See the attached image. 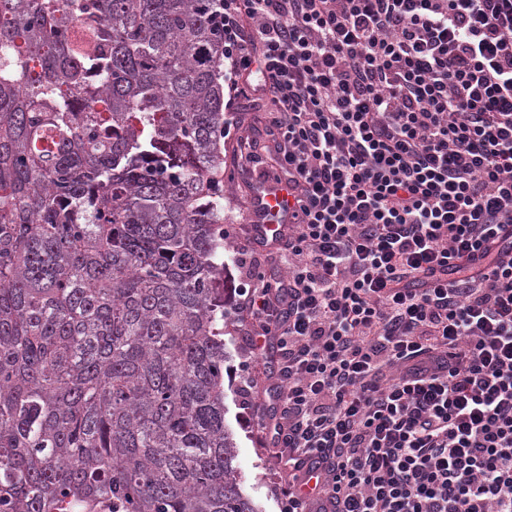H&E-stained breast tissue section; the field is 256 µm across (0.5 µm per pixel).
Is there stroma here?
Returning <instances> with one entry per match:
<instances>
[{
  "label": "stroma",
  "instance_id": "35a3bbf8",
  "mask_svg": "<svg viewBox=\"0 0 512 512\" xmlns=\"http://www.w3.org/2000/svg\"><path fill=\"white\" fill-rule=\"evenodd\" d=\"M237 121V129L224 139V221L246 224L251 220L248 185L254 179L251 169L239 157L237 141L250 137L264 139L257 122L258 105L245 97L225 98ZM238 240H224L227 265L226 316L224 318V408L225 421L232 428L237 443V463L243 490L260 512H285V502L278 493L276 458L266 449L265 433L260 420L266 413L263 390L272 364L251 354L244 332L236 322L240 290L245 280L235 260Z\"/></svg>",
  "mask_w": 512,
  "mask_h": 512
}]
</instances>
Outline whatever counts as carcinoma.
<instances>
[{
	"instance_id": "1",
	"label": "carcinoma",
	"mask_w": 512,
	"mask_h": 512,
	"mask_svg": "<svg viewBox=\"0 0 512 512\" xmlns=\"http://www.w3.org/2000/svg\"><path fill=\"white\" fill-rule=\"evenodd\" d=\"M214 0H0V512H257L224 418Z\"/></svg>"
}]
</instances>
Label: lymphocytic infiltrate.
<instances>
[{
	"label": "lymphocytic infiltrate",
	"instance_id": "obj_1",
	"mask_svg": "<svg viewBox=\"0 0 512 512\" xmlns=\"http://www.w3.org/2000/svg\"><path fill=\"white\" fill-rule=\"evenodd\" d=\"M217 3L294 199L236 256L286 512H512V0Z\"/></svg>",
	"mask_w": 512,
	"mask_h": 512
}]
</instances>
